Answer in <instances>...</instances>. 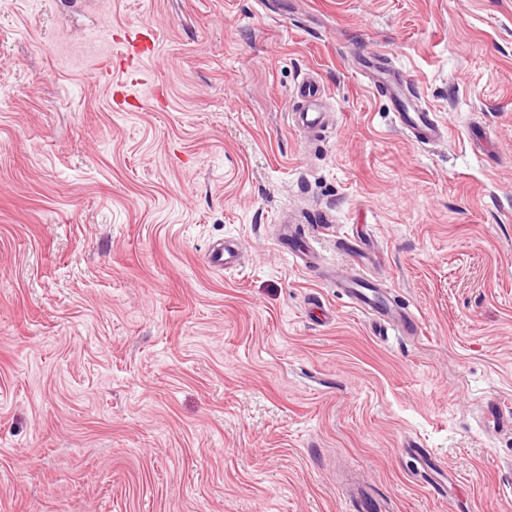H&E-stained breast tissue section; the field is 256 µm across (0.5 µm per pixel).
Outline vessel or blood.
Here are the masks:
<instances>
[{"label": "vessel or blood", "mask_w": 512, "mask_h": 512, "mask_svg": "<svg viewBox=\"0 0 512 512\" xmlns=\"http://www.w3.org/2000/svg\"><path fill=\"white\" fill-rule=\"evenodd\" d=\"M363 73L371 83L385 86L402 127L409 130L417 140L432 141L442 134V127L435 113L413 108L409 98L404 97L401 85L386 84L382 72L371 65H363ZM276 242L293 265L309 269L320 264L321 257L311 240L301 239L294 225L281 224ZM341 250L348 258L347 265L329 264V276L349 303L367 316L375 335L380 337L395 334L414 336L419 332L417 319L400 306L388 289L368 277L360 267L362 240L352 235L347 237ZM209 263L220 270H232L240 263V246L234 242L213 244L209 250ZM512 423L503 412L497 398L485 403L484 426L495 431ZM345 504L348 512H394L392 500L379 497L374 486L356 475L349 476L345 483Z\"/></svg>", "instance_id": "1"}]
</instances>
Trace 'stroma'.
<instances>
[{
  "instance_id": "35a3bbf8",
  "label": "stroma",
  "mask_w": 512,
  "mask_h": 512,
  "mask_svg": "<svg viewBox=\"0 0 512 512\" xmlns=\"http://www.w3.org/2000/svg\"><path fill=\"white\" fill-rule=\"evenodd\" d=\"M141 24L117 112L96 74ZM309 75L323 132L292 121ZM284 218L328 262L370 238L419 335L293 266ZM491 396L512 408V0H0V512H344L347 471L398 512H512ZM361 71L366 74L375 86L383 85L386 89L402 127L409 130L419 141H432L442 134V127L434 112L415 109L410 100L403 97L401 84L385 85L384 73L374 66L361 63ZM240 245L234 242L213 244L209 250V264L220 270H232L240 263ZM512 422H509L508 416L503 412L499 400L491 397L485 402L484 426L489 431H496L505 426L511 428Z\"/></svg>"
}]
</instances>
